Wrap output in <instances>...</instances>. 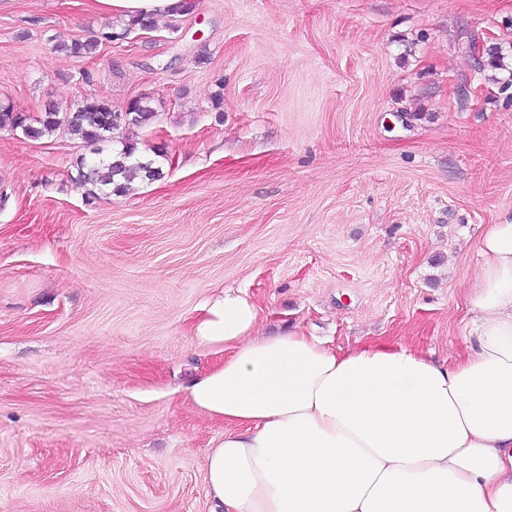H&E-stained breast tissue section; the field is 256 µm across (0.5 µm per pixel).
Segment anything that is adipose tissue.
<instances>
[{
    "label": "adipose tissue",
    "instance_id": "adipose-tissue-1",
    "mask_svg": "<svg viewBox=\"0 0 512 512\" xmlns=\"http://www.w3.org/2000/svg\"><path fill=\"white\" fill-rule=\"evenodd\" d=\"M180 3L89 7L154 18ZM479 254L470 340L451 365L407 347L267 336L246 292L211 296L191 334L225 358L188 388L224 424L205 456L208 512H512V222L488 225Z\"/></svg>",
    "mask_w": 512,
    "mask_h": 512
}]
</instances>
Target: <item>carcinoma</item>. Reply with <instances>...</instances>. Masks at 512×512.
Returning a JSON list of instances; mask_svg holds the SVG:
<instances>
[{
  "label": "carcinoma",
  "instance_id": "carcinoma-1",
  "mask_svg": "<svg viewBox=\"0 0 512 512\" xmlns=\"http://www.w3.org/2000/svg\"><path fill=\"white\" fill-rule=\"evenodd\" d=\"M154 28L155 20L149 17L132 18L118 29L109 25L106 30L83 39L60 41L56 49L78 59L90 58L104 42L123 40L136 29L151 31ZM116 113L118 110L111 104L94 97L83 99L63 117L56 111V106L50 105L35 121L9 105L0 106V129L19 131L27 138L40 139L62 128L93 146L92 156L80 158L77 164V181L86 187V196L91 200L101 195H121L136 180L154 181L163 175L161 159L166 154L162 150L155 152L153 158H145L136 155L134 144L126 142L116 151L104 152L103 144L112 141L115 134L123 129L146 126L156 117L152 108L142 100L128 113V120L118 127L112 123V115Z\"/></svg>",
  "mask_w": 512,
  "mask_h": 512
}]
</instances>
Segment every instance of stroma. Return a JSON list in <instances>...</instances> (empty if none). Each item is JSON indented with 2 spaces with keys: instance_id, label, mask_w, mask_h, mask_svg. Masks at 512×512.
<instances>
[{
  "instance_id": "stroma-1",
  "label": "stroma",
  "mask_w": 512,
  "mask_h": 512,
  "mask_svg": "<svg viewBox=\"0 0 512 512\" xmlns=\"http://www.w3.org/2000/svg\"><path fill=\"white\" fill-rule=\"evenodd\" d=\"M77 59L83 0L0 10V102L145 101L161 179L87 200L65 130L0 131V512H207L224 425L186 388L224 288L346 350L455 362L486 225L512 221V0H192Z\"/></svg>"
}]
</instances>
